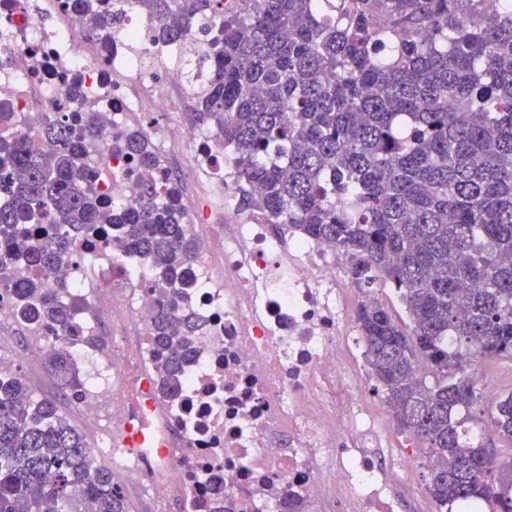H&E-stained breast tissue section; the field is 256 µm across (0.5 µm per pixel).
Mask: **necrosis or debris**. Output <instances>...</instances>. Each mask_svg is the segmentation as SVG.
<instances>
[{
	"mask_svg": "<svg viewBox=\"0 0 512 512\" xmlns=\"http://www.w3.org/2000/svg\"><path fill=\"white\" fill-rule=\"evenodd\" d=\"M81 0H0V134L22 132L52 150L40 122L97 112L107 140L138 133L159 161L141 170L113 157L105 143L89 155L93 185L113 206L133 201L145 181L175 183L188 237L197 243L196 281L182 299L199 320L180 395L163 400L155 368L164 362L152 317L168 290L142 259L117 241L75 239L59 279L88 299L69 348L93 382L72 399L90 421L100 392L112 396L111 427L101 436L117 485L143 473L154 499L182 512H282L285 493L311 512H394L401 480H412L410 454L383 472L382 428L362 407L363 344L350 326L338 286L349 259L334 244L272 233L261 216L239 224L199 217L198 182L214 197L238 189L224 151L208 134L162 116L191 106L200 84L184 58L212 51L211 34L178 46L155 24L124 12L113 30L82 13ZM106 335L103 356L80 343ZM141 436L127 446L124 431ZM330 468L329 480L319 469Z\"/></svg>",
	"mask_w": 512,
	"mask_h": 512,
	"instance_id": "obj_1",
	"label": "necrosis or debris"
}]
</instances>
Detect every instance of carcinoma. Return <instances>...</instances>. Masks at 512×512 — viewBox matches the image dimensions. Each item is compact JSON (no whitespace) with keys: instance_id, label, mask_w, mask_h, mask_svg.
Segmentation results:
<instances>
[{"instance_id":"cac0c4a2","label":"carcinoma","mask_w":512,"mask_h":512,"mask_svg":"<svg viewBox=\"0 0 512 512\" xmlns=\"http://www.w3.org/2000/svg\"><path fill=\"white\" fill-rule=\"evenodd\" d=\"M118 0L100 18L133 8L173 45L222 24L211 55L184 61L209 74L188 116L229 151L243 208L286 224L349 258L352 284L397 292L407 320L379 301L357 317L373 391L400 432L428 449L429 493L439 508L478 502L512 512V457L496 462L459 410L483 407V436L512 446V392L485 402L466 372L473 360H512V0ZM89 120L53 122L38 150L0 136V276L11 263L35 272L13 282L29 327L54 323L49 356L61 397L82 387L66 338L86 299L57 267L73 240L109 224L131 256L169 288L155 313L163 398L179 395L197 328L179 299L194 281L174 185L144 184L113 210L91 188ZM110 150L143 168L158 162L143 135ZM432 374L434 382L426 380ZM127 512L112 470L57 398L36 400L18 374H0V512Z\"/></svg>"}]
</instances>
